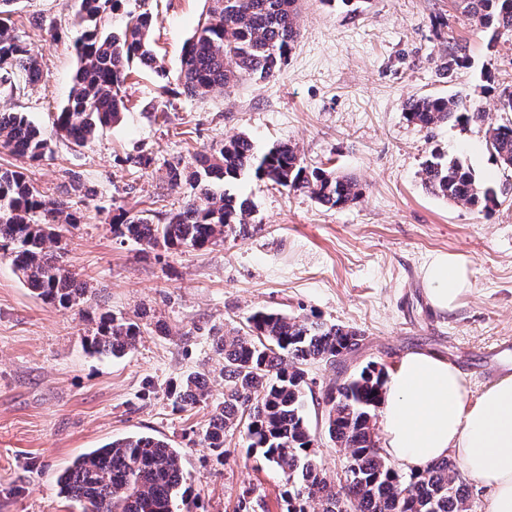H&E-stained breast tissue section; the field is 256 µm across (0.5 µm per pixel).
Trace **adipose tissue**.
<instances>
[{"label": "adipose tissue", "mask_w": 512, "mask_h": 512, "mask_svg": "<svg viewBox=\"0 0 512 512\" xmlns=\"http://www.w3.org/2000/svg\"><path fill=\"white\" fill-rule=\"evenodd\" d=\"M422 280L430 305L443 314L471 287L466 258L448 252L429 257ZM379 426L385 457L402 471L452 457L488 490L485 512H512V374L473 401L455 365L407 354L384 378Z\"/></svg>", "instance_id": "obj_1"}]
</instances>
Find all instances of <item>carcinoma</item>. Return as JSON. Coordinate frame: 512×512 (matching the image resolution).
<instances>
[{"mask_svg": "<svg viewBox=\"0 0 512 512\" xmlns=\"http://www.w3.org/2000/svg\"><path fill=\"white\" fill-rule=\"evenodd\" d=\"M13 0H0V86L43 79L22 36L2 15ZM72 46L78 60L67 104L54 115L55 133L82 147L97 131L122 119L127 110L125 83L130 64L154 62L147 11L128 16L119 33L100 26L106 14L120 11L124 0H77ZM504 0H460L463 13L498 32L512 31V8ZM298 0H211V6L181 59L183 94L204 96L240 78L271 81L300 37ZM487 114L455 96L414 97L406 105L409 122L425 128L444 123L486 126L491 155L512 170V120L485 125ZM0 147L31 161L51 152V142L22 112H0ZM245 172L289 192H306L330 209L343 208L360 196L358 184L310 168L294 147L282 144L262 155L250 139L239 136L212 152L196 156L189 171L181 161L167 167L172 187L189 185L185 205L154 223L153 215H130L120 209L112 217V233L148 248L202 250L244 238L251 225L248 200L216 186ZM422 183L434 196L467 205L486 215L497 197L458 158L434 156L422 169ZM46 197L20 170H0V258L7 259L24 283L42 300L62 309L85 312L90 292L60 261L52 245L59 242V224H75L65 196ZM89 352L114 357L136 348L149 332L137 315L117 316L101 309L92 318ZM364 333L328 324L314 315L288 316L257 310L245 328L209 336L223 361V400L209 403L207 379L190 373L169 385L167 397L176 411L211 407L203 432L206 447L224 455L226 434L241 430L246 452L281 479V512H474L456 461H432L405 475L384 459L375 432L384 369L369 363L360 371L326 386L316 398L324 411L323 428L345 451L346 478L332 479L318 459L320 437L306 417L305 366L336 367L355 353ZM59 494L77 502L82 512H197L196 497L186 487L181 455L165 438L141 433L116 438L77 455L57 479Z\"/></svg>", "mask_w": 512, "mask_h": 512, "instance_id": "1", "label": "carcinoma"}]
</instances>
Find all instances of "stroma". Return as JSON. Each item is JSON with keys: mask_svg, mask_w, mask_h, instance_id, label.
<instances>
[{"mask_svg": "<svg viewBox=\"0 0 512 512\" xmlns=\"http://www.w3.org/2000/svg\"><path fill=\"white\" fill-rule=\"evenodd\" d=\"M208 0H125L106 22L119 30L128 13L151 11L154 68L133 65L129 109L86 146L55 137L53 118L71 93L78 66L72 47L74 0H15L11 21L43 80L19 93L0 90V111L22 112L51 139L40 162L0 148V168L26 171L56 198L70 200L81 223L63 225L60 253L86 279L89 304L118 315L145 311L157 328L123 358L91 354L94 327L78 310L37 298L0 259V512H80L58 493L71 460L118 437L150 433L179 449L204 512H234L244 490L280 512L279 478L246 458L240 433L227 434L216 459L203 442L209 408L175 411L167 385L208 375L221 399L222 365L208 337L243 325L257 309L319 314L363 331L348 372L368 363L391 368L427 350L464 375L471 399L512 373V171L501 168L483 129L408 122L419 96L471 100L491 123L505 122L498 95L512 85V32L492 33L462 13L457 0H301L300 37L280 74L242 80L203 98L182 94L181 52ZM465 67L446 71L453 42ZM247 136L256 152L280 143L305 162L357 181L360 199L341 209L245 173L226 188L252 205L246 239L206 250L144 252L112 233L116 207L167 218L185 189L166 166H194L197 153ZM151 157L137 169L129 159ZM460 158L498 205L484 215L430 194L421 181L431 155ZM436 252L465 256L472 286L450 313L429 304L421 268Z\"/></svg>", "mask_w": 512, "mask_h": 512, "instance_id": "1", "label": "stroma"}]
</instances>
